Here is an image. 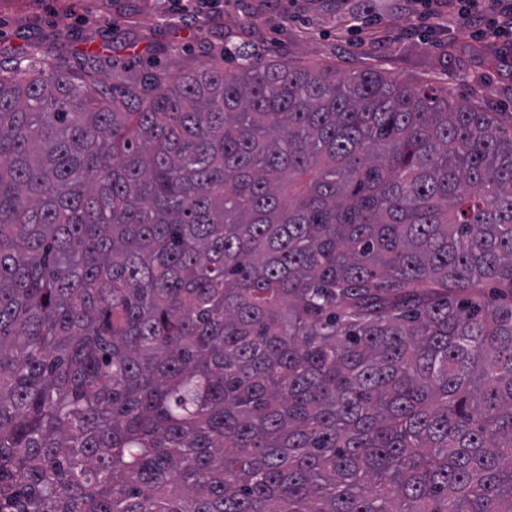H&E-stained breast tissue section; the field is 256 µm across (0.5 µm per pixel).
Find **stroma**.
<instances>
[{
    "instance_id": "35a3bbf8",
    "label": "stroma",
    "mask_w": 512,
    "mask_h": 512,
    "mask_svg": "<svg viewBox=\"0 0 512 512\" xmlns=\"http://www.w3.org/2000/svg\"><path fill=\"white\" fill-rule=\"evenodd\" d=\"M433 8L429 18L407 0H0V57L119 94L155 74L234 67L245 43L266 59L373 68L512 113L506 42L476 37L456 0Z\"/></svg>"
}]
</instances>
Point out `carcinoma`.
<instances>
[{
	"instance_id": "cac0c4a2",
	"label": "carcinoma",
	"mask_w": 512,
	"mask_h": 512,
	"mask_svg": "<svg viewBox=\"0 0 512 512\" xmlns=\"http://www.w3.org/2000/svg\"><path fill=\"white\" fill-rule=\"evenodd\" d=\"M242 60L0 77V512H512V116Z\"/></svg>"
}]
</instances>
